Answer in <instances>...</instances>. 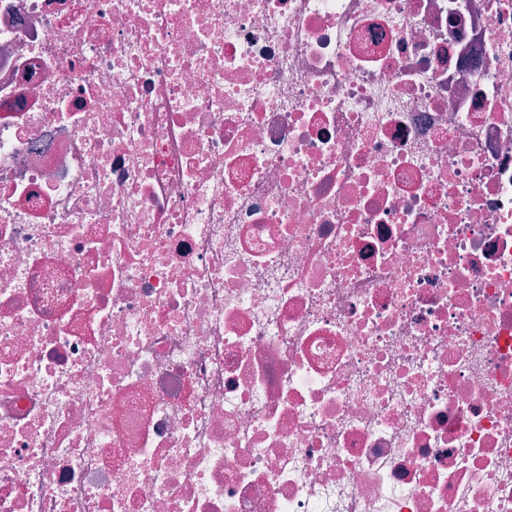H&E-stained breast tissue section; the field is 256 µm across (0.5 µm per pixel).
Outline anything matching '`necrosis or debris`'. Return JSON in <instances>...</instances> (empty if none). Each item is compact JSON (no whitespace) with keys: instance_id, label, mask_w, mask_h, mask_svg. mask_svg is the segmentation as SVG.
<instances>
[{"instance_id":"necrosis-or-debris-1","label":"necrosis or debris","mask_w":512,"mask_h":512,"mask_svg":"<svg viewBox=\"0 0 512 512\" xmlns=\"http://www.w3.org/2000/svg\"><path fill=\"white\" fill-rule=\"evenodd\" d=\"M0 512H512V0H0Z\"/></svg>"}]
</instances>
